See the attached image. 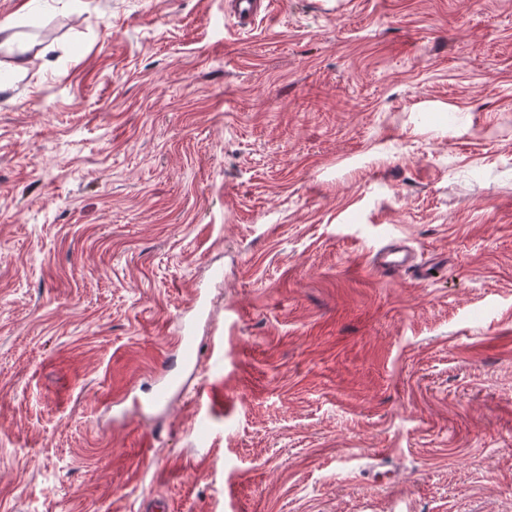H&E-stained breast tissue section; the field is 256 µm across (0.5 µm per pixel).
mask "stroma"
<instances>
[{
  "label": "stroma",
  "instance_id": "35a3bbf8",
  "mask_svg": "<svg viewBox=\"0 0 512 512\" xmlns=\"http://www.w3.org/2000/svg\"><path fill=\"white\" fill-rule=\"evenodd\" d=\"M27 2L0 512H512V0ZM371 267L378 273L386 276L409 272L415 280L422 283L427 282L431 278L432 270L428 264L414 263L411 254L399 246L376 253Z\"/></svg>",
  "mask_w": 512,
  "mask_h": 512
}]
</instances>
